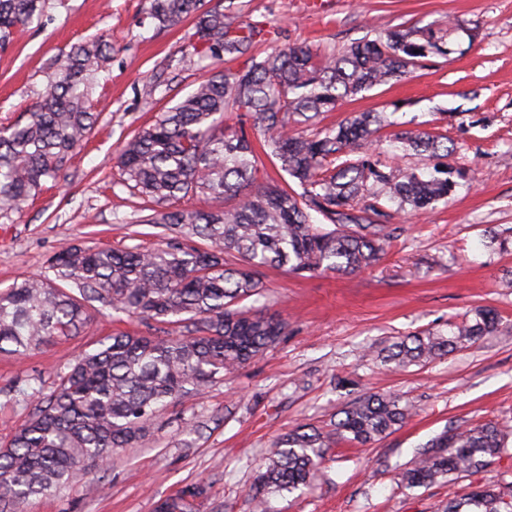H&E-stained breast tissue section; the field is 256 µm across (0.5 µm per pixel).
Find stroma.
<instances>
[{
  "mask_svg": "<svg viewBox=\"0 0 512 512\" xmlns=\"http://www.w3.org/2000/svg\"><path fill=\"white\" fill-rule=\"evenodd\" d=\"M234 0L238 21L272 32L250 55L195 58V17L168 27L148 16L150 0H43L33 24L0 47V126L40 101L55 60L78 41L112 43L95 87L96 123L56 180L34 200L0 210V289L48 270L60 246L154 247L168 230L142 223L141 199L121 183L114 157L125 138L177 104L209 70L247 69L274 45L326 55L361 38L448 19L476 26L448 56L428 57L413 77L345 99L326 113L333 126L354 112H383L398 129L444 132L454 150L427 157L383 146L384 170L468 173L447 202L389 222L392 240L371 268L346 276L264 272V303L288 323L285 336L249 364L200 394L183 396L145 426L139 443L113 452L85 479L33 498L30 512H155L191 485L208 492L193 512H253L250 486L259 459L292 427H323L366 392L395 393L416 414L373 445L331 448L311 490L283 493L273 512H443L448 500L493 485L512 496V448L476 473L405 489L394 481L428 440L449 426L512 422V0ZM156 84L145 96L146 84ZM507 238L485 246L487 230ZM491 308L497 331L423 366L392 372L377 359L399 337L444 327ZM163 325L91 313L81 335L18 359L0 354V443L36 411L16 389L50 395L56 374L81 350L118 332L159 336ZM200 431L186 433L187 424Z\"/></svg>",
  "mask_w": 512,
  "mask_h": 512,
  "instance_id": "obj_1",
  "label": "stroma"
}]
</instances>
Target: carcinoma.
<instances>
[{
	"label": "carcinoma",
	"mask_w": 512,
	"mask_h": 512,
	"mask_svg": "<svg viewBox=\"0 0 512 512\" xmlns=\"http://www.w3.org/2000/svg\"><path fill=\"white\" fill-rule=\"evenodd\" d=\"M40 0H0V43L32 23ZM150 18L173 25L197 16L200 57L244 55L261 30L203 0H150ZM475 34L462 21L389 32L370 29L341 52L320 57L308 47L272 49L244 72L211 71L175 106L122 146L121 183L153 204L146 224L173 232L150 249L61 247L49 259L54 278H24L0 290V354L23 356L79 334L88 309L176 325V336L117 333L82 351L58 375L52 394L0 448V512H27L30 500L88 475L116 448L142 435L143 424L176 397L200 393L242 367L286 334L278 315L243 310L264 297L262 270L352 274L372 266L390 238L392 214L432 209L455 191L450 176L385 171L378 154L381 112H358L339 125H321L347 97L405 78L429 56H446V39ZM111 46L99 39L70 48L57 64L44 98L25 122L0 129V209H18L38 195L88 136L91 96ZM227 112H247L267 136L266 147L301 191L256 183V155L244 127L224 126ZM389 143L404 152H448L439 132L401 131ZM189 194L239 198L238 208L169 210ZM318 214L331 224L313 223ZM497 314L484 309L397 339L378 354L398 370L448 355L492 335ZM413 406L394 394L367 392L345 406L332 428L302 424L281 436L262 458L251 486L257 512L271 496L309 488L327 449L339 441L366 447L401 427ZM512 437L507 422L445 429L421 447L396 476L408 489L450 481L482 469ZM157 512H191L185 497ZM445 512H512L492 487L448 501Z\"/></svg>",
	"instance_id": "1"
}]
</instances>
